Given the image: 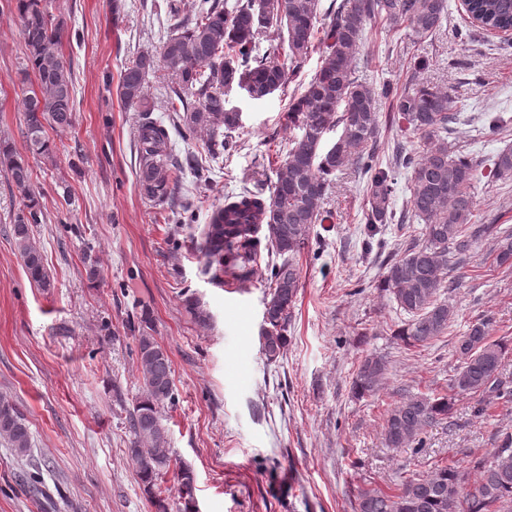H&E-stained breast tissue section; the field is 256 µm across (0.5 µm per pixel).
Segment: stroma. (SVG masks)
<instances>
[{"label": "stroma", "mask_w": 512, "mask_h": 512, "mask_svg": "<svg viewBox=\"0 0 512 512\" xmlns=\"http://www.w3.org/2000/svg\"><path fill=\"white\" fill-rule=\"evenodd\" d=\"M162 0H53L64 21L62 55L73 72L72 127L54 133L52 158L30 154L22 131L25 48L20 22L0 0V142L26 155L31 189L45 221L31 235L52 285L31 282L12 227L23 206L0 166V396L16 404L29 427L31 449L17 455L0 437V512H156L127 455L128 413L140 394L136 338L142 314L168 352L175 404L161 417L174 464L195 475L193 512H353L364 478L396 487L435 463L465 465L468 455L495 447L512 432V402L474 412L464 397L450 423L429 428L419 453L382 442V425L401 389L442 391L458 365L456 346L472 321L487 316L492 336L512 337V269L496 266L491 238H482L454 268L447 293L454 317L426 346L396 338L401 318L379 282L388 253L405 239L396 224L379 225L384 252H365L366 199L355 166H347L321 203L309 246L297 262L300 288L283 356L267 362L261 346L269 292L267 249L244 288L220 283L196 249L214 206L247 188L269 194L294 133L284 109L321 63L307 58L297 81L255 101L230 96L243 117L238 146L211 165L179 172L181 201L192 220L144 198L135 149L140 114L117 86L122 67L157 53L167 30ZM442 27L414 41L405 27L378 23L357 55V70L374 88H401L419 79L446 90L460 112L450 136L480 160L478 224L512 227V180L488 176V161L512 146V31L470 22L460 0H447ZM170 77H149L153 117L167 129ZM505 130L479 134L490 117ZM177 158L203 156L202 142L171 137ZM96 265L99 276L89 280ZM194 297L210 312L196 323L185 309ZM387 354L388 374L376 395L355 397L360 361ZM40 464L46 500L25 480Z\"/></svg>", "instance_id": "1"}]
</instances>
